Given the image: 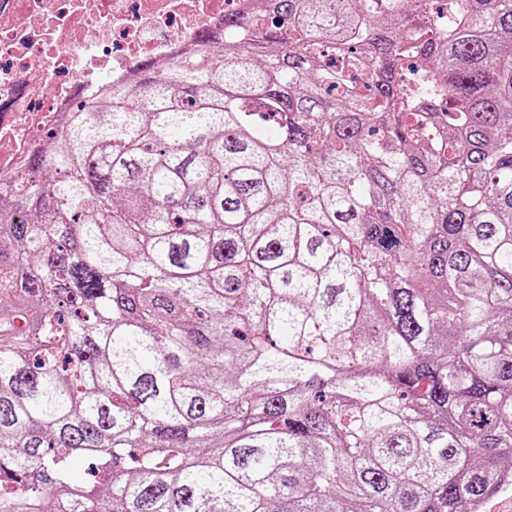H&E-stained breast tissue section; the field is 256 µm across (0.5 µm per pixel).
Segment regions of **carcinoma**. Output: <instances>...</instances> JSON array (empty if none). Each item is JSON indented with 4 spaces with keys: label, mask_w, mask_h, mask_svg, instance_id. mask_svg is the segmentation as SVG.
I'll return each mask as SVG.
<instances>
[{
    "label": "carcinoma",
    "mask_w": 512,
    "mask_h": 512,
    "mask_svg": "<svg viewBox=\"0 0 512 512\" xmlns=\"http://www.w3.org/2000/svg\"><path fill=\"white\" fill-rule=\"evenodd\" d=\"M434 2L260 0L31 153L0 210V512L512 487V0Z\"/></svg>",
    "instance_id": "1"
}]
</instances>
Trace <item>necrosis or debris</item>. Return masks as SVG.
<instances>
[{"instance_id": "1", "label": "necrosis or debris", "mask_w": 512, "mask_h": 512, "mask_svg": "<svg viewBox=\"0 0 512 512\" xmlns=\"http://www.w3.org/2000/svg\"><path fill=\"white\" fill-rule=\"evenodd\" d=\"M251 12L250 0H0V195L104 81L125 87L144 64L223 32L225 15Z\"/></svg>"}]
</instances>
